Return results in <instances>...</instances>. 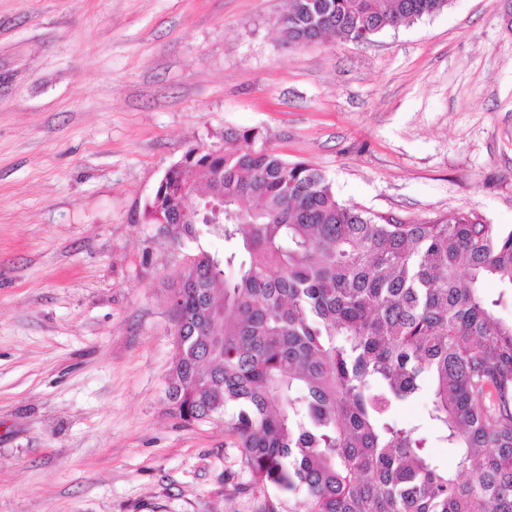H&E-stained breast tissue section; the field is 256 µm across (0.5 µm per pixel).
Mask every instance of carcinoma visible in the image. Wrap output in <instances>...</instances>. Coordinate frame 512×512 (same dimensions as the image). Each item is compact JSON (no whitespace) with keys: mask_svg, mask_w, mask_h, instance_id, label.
Listing matches in <instances>:
<instances>
[{"mask_svg":"<svg viewBox=\"0 0 512 512\" xmlns=\"http://www.w3.org/2000/svg\"><path fill=\"white\" fill-rule=\"evenodd\" d=\"M447 2L289 0L281 32L365 42ZM214 195L224 222L194 223L190 197ZM145 214L197 244L169 302L171 411L224 420L263 512H512V321L482 293L486 279L512 289V230L470 211L407 224L346 205L254 129L188 150ZM206 236L229 245L224 259ZM426 395L455 471L421 425L389 417Z\"/></svg>","mask_w":512,"mask_h":512,"instance_id":"cac0c4a2","label":"carcinoma"}]
</instances>
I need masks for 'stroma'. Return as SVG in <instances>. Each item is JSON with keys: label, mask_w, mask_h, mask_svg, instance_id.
<instances>
[{"label": "stroma", "mask_w": 512, "mask_h": 512, "mask_svg": "<svg viewBox=\"0 0 512 512\" xmlns=\"http://www.w3.org/2000/svg\"><path fill=\"white\" fill-rule=\"evenodd\" d=\"M287 0H0V512H262L220 420L169 410L172 278L144 204L259 130L337 198L512 229L505 0L371 41L285 42Z\"/></svg>", "instance_id": "obj_1"}]
</instances>
